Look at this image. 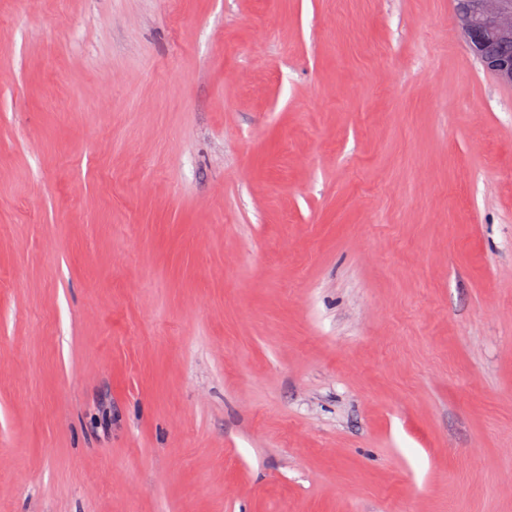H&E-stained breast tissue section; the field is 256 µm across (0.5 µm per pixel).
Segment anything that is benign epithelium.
<instances>
[{
	"label": "benign epithelium",
	"mask_w": 512,
	"mask_h": 512,
	"mask_svg": "<svg viewBox=\"0 0 512 512\" xmlns=\"http://www.w3.org/2000/svg\"><path fill=\"white\" fill-rule=\"evenodd\" d=\"M456 20L484 69L512 86V0H457Z\"/></svg>",
	"instance_id": "7a95c632"
}]
</instances>
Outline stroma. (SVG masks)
Masks as SVG:
<instances>
[{
  "label": "stroma",
  "instance_id": "stroma-1",
  "mask_svg": "<svg viewBox=\"0 0 512 512\" xmlns=\"http://www.w3.org/2000/svg\"><path fill=\"white\" fill-rule=\"evenodd\" d=\"M0 512H512L454 0H0Z\"/></svg>",
  "mask_w": 512,
  "mask_h": 512
}]
</instances>
